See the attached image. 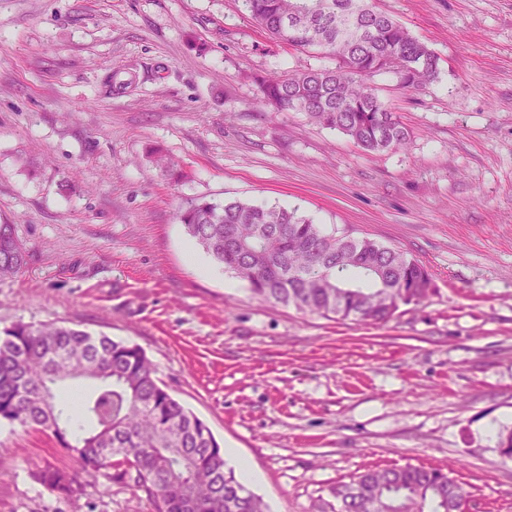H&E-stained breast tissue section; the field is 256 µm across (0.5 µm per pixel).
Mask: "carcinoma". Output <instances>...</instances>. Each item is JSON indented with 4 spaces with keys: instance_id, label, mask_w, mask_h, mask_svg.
Segmentation results:
<instances>
[{
    "instance_id": "obj_1",
    "label": "carcinoma",
    "mask_w": 512,
    "mask_h": 512,
    "mask_svg": "<svg viewBox=\"0 0 512 512\" xmlns=\"http://www.w3.org/2000/svg\"><path fill=\"white\" fill-rule=\"evenodd\" d=\"M276 45L327 53L333 67L257 79L275 112H303L367 152L405 147L410 133L368 80L393 75L416 89L435 79L438 58L369 0H242ZM177 219L225 270L260 299L327 319L386 323L400 305L432 290L427 266L369 237L327 231L282 207L194 199ZM27 251L14 225L0 224V273L19 271ZM76 379L93 391L74 406L59 387ZM49 431L79 473L46 465L32 477L72 498L104 475L144 490L156 512H267L226 468L207 424L159 383L145 351L56 323L18 322L0 332V421ZM344 512H457L470 497L441 467L367 469L331 488Z\"/></svg>"
}]
</instances>
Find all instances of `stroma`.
<instances>
[{
  "label": "stroma",
  "mask_w": 512,
  "mask_h": 512,
  "mask_svg": "<svg viewBox=\"0 0 512 512\" xmlns=\"http://www.w3.org/2000/svg\"><path fill=\"white\" fill-rule=\"evenodd\" d=\"M376 4L439 58L417 89L370 80L410 132L396 152L272 111L257 75L334 60L273 46L241 0H0V223L28 251L0 278V330L140 346L269 512H321L336 482L407 465L466 483L470 512H512V0ZM199 197L373 238L434 291L364 324L262 301L217 264L199 277L176 218ZM48 464L74 466L51 433L1 421L0 512H153L102 477L58 497L31 477Z\"/></svg>",
  "instance_id": "35a3bbf8"
}]
</instances>
